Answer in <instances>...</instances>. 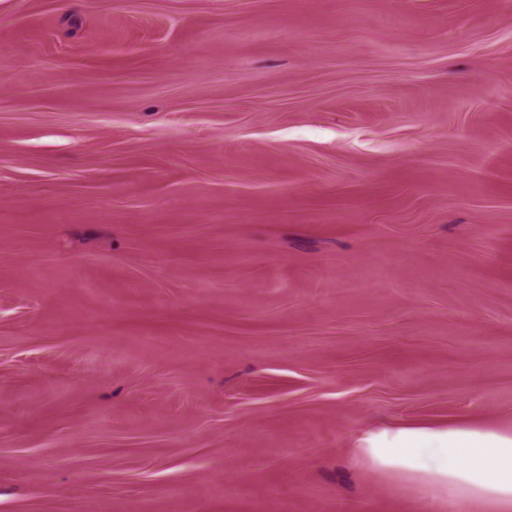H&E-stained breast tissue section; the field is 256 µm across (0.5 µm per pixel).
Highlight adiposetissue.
<instances>
[{"instance_id":"obj_1","label":"adipose tissue","mask_w":512,"mask_h":512,"mask_svg":"<svg viewBox=\"0 0 512 512\" xmlns=\"http://www.w3.org/2000/svg\"><path fill=\"white\" fill-rule=\"evenodd\" d=\"M354 446L369 467L414 484L424 497L512 512L510 428L395 421L365 427Z\"/></svg>"}]
</instances>
